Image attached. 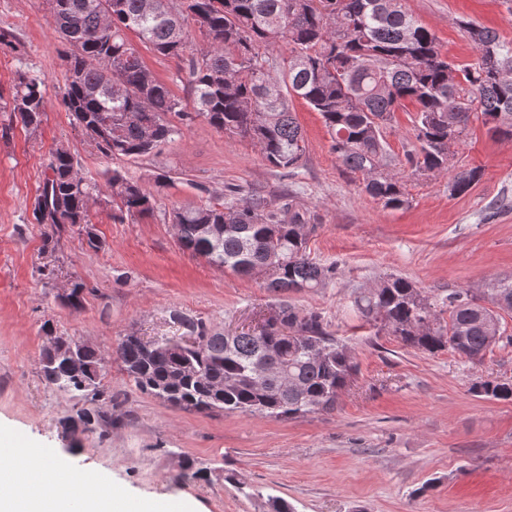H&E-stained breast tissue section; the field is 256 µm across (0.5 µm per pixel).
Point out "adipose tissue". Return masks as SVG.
I'll return each instance as SVG.
<instances>
[{
    "label": "adipose tissue",
    "mask_w": 512,
    "mask_h": 512,
    "mask_svg": "<svg viewBox=\"0 0 512 512\" xmlns=\"http://www.w3.org/2000/svg\"><path fill=\"white\" fill-rule=\"evenodd\" d=\"M73 491L83 497L85 512H126V501L102 490L96 479L46 469L35 448L0 445V512H69Z\"/></svg>",
    "instance_id": "1"
}]
</instances>
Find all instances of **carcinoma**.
I'll list each match as a JSON object with an SVG mask.
<instances>
[{"label": "carcinoma", "instance_id": "1", "mask_svg": "<svg viewBox=\"0 0 512 512\" xmlns=\"http://www.w3.org/2000/svg\"><path fill=\"white\" fill-rule=\"evenodd\" d=\"M47 0L54 31L67 46L63 105L107 157L147 155L180 135L170 115L189 116L169 86L145 65L139 41L161 57L185 60L196 109L213 127L252 141L272 166L293 170L305 142L289 100L318 112L342 165L362 177L364 191L390 208L408 203L400 167L421 175L452 168V147L481 121L498 139H512V43L497 32L464 22L477 59L459 64L442 53L435 35L403 7V0ZM194 27L207 46L197 47ZM284 42L288 57L262 48ZM44 82L21 73L12 112L36 129L46 112ZM414 112L413 148L399 157L387 141L398 112ZM73 158L56 151L43 184L52 188L49 211L35 203L36 223L46 224L50 244L65 226L82 224L88 246L101 242L89 218L96 185L71 181ZM478 168L456 172L452 194L467 191ZM112 219L148 215L152 192L116 171L109 182ZM180 247L216 267L243 276L260 262L274 266L265 286L275 293L319 288L336 267L307 252L304 228L311 217L293 205L242 198L172 212ZM238 224L239 234L224 231ZM512 298V281L488 289V304L460 293L423 294L410 281L389 276L376 288L355 293L359 315L410 348H445L469 361L481 360L500 342L501 317L491 306ZM180 324L198 344L185 353L150 348L127 335L116 346L127 377L139 390L180 409L239 412L290 420L331 412L358 365L348 345L328 335L316 312L300 314L281 305L258 331L232 337L193 319ZM102 353L85 346L73 366L60 337L42 347V378L63 391L98 392L94 375ZM478 396L512 402V384L484 380Z\"/></svg>", "mask_w": 512, "mask_h": 512}]
</instances>
